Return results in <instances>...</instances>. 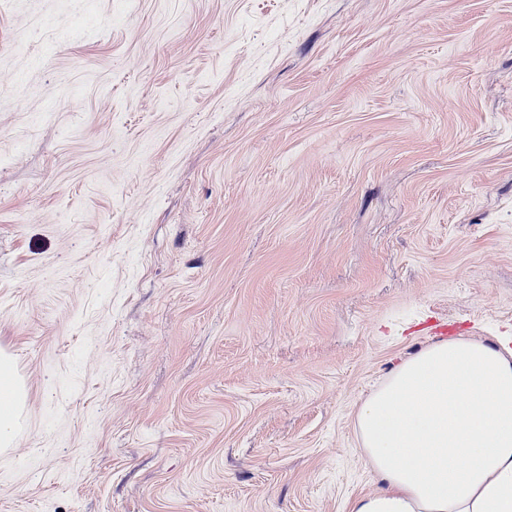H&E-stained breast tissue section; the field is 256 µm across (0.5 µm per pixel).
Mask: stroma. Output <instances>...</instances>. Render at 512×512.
Listing matches in <instances>:
<instances>
[{
    "mask_svg": "<svg viewBox=\"0 0 512 512\" xmlns=\"http://www.w3.org/2000/svg\"><path fill=\"white\" fill-rule=\"evenodd\" d=\"M433 318L512 336V0H0V512H343ZM24 388L11 359L0 352V450L12 446L24 402Z\"/></svg>",
    "mask_w": 512,
    "mask_h": 512,
    "instance_id": "stroma-1",
    "label": "stroma"
}]
</instances>
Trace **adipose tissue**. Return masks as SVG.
Listing matches in <instances>:
<instances>
[{
  "label": "adipose tissue",
  "instance_id": "1",
  "mask_svg": "<svg viewBox=\"0 0 512 512\" xmlns=\"http://www.w3.org/2000/svg\"><path fill=\"white\" fill-rule=\"evenodd\" d=\"M0 353V447L24 402ZM355 428L382 488L345 512H512V344L465 336L431 343L386 375Z\"/></svg>",
  "mask_w": 512,
  "mask_h": 512
}]
</instances>
